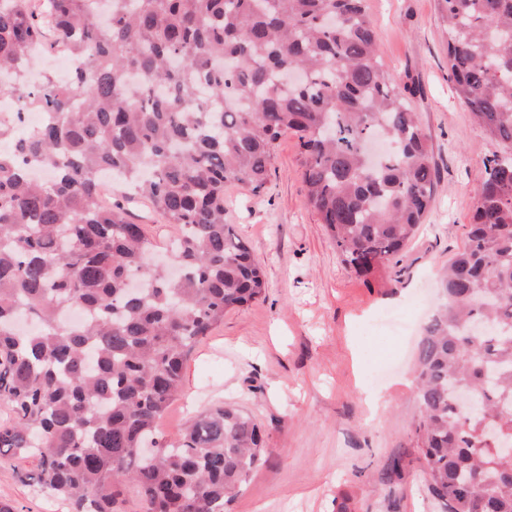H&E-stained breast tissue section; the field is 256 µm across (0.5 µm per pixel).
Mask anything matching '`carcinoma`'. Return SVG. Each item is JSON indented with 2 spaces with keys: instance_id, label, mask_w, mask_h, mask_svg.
<instances>
[{
  "instance_id": "1",
  "label": "carcinoma",
  "mask_w": 512,
  "mask_h": 512,
  "mask_svg": "<svg viewBox=\"0 0 512 512\" xmlns=\"http://www.w3.org/2000/svg\"><path fill=\"white\" fill-rule=\"evenodd\" d=\"M438 6L448 79L503 150L418 343L420 473L446 512L477 496L512 512V447L486 433L512 440V0ZM62 44L88 69L29 79ZM2 74L0 97L54 118L22 136L0 123V453L35 458L28 479L71 512H126L128 488L141 512H224L265 451L253 417L219 404L177 444L154 437L195 345L267 288L224 187L262 193L293 132L307 203L361 275L391 268L433 201L429 137L366 0H0ZM104 170L172 226L177 274L102 195Z\"/></svg>"
}]
</instances>
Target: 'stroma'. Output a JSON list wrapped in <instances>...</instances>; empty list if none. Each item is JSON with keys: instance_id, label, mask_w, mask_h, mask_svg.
<instances>
[{"instance_id": "35a3bbf8", "label": "stroma", "mask_w": 512, "mask_h": 512, "mask_svg": "<svg viewBox=\"0 0 512 512\" xmlns=\"http://www.w3.org/2000/svg\"><path fill=\"white\" fill-rule=\"evenodd\" d=\"M385 66L414 89V112L430 137L438 187L396 271L362 276L346 268L309 207L296 136L276 143L266 190L224 189V220L252 248L268 288L227 311L186 362L181 394L158 424L167 444L211 405L250 411L266 452L224 512H440L419 472L414 360L434 302L435 269L467 242L483 161L500 146L457 98L435 0H367ZM408 315L405 334L380 325ZM381 397L368 420L367 391ZM401 457V475L387 472ZM34 461L0 455V501L18 512H70L28 480Z\"/></svg>"}]
</instances>
